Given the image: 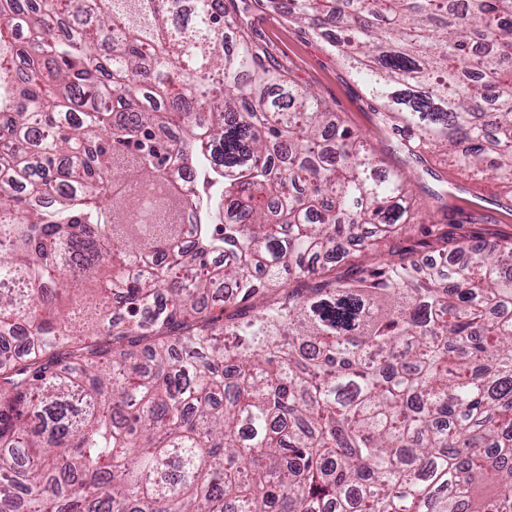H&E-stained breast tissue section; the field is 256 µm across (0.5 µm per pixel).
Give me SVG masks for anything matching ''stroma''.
Here are the masks:
<instances>
[{
  "label": "stroma",
  "mask_w": 512,
  "mask_h": 512,
  "mask_svg": "<svg viewBox=\"0 0 512 512\" xmlns=\"http://www.w3.org/2000/svg\"><path fill=\"white\" fill-rule=\"evenodd\" d=\"M233 7L245 16L249 39L263 46L287 76L325 101L345 125L361 132L386 167L405 171L411 177L410 189L419 214L407 224L398 246L415 249L419 260L431 261L434 252L425 246L429 239L425 229L450 220L463 224L482 244L512 235V196L493 180L467 178L447 161L432 159L421 166L397 152L394 135L378 125L376 104L364 85L340 63L325 40L289 22L286 0L275 9L267 0H234ZM436 191L445 193L446 206L434 201L432 194Z\"/></svg>",
  "instance_id": "stroma-1"
}]
</instances>
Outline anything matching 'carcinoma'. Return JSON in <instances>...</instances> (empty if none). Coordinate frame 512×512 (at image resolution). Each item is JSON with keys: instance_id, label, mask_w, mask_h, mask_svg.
I'll use <instances>...</instances> for the list:
<instances>
[{"instance_id": "carcinoma-1", "label": "carcinoma", "mask_w": 512, "mask_h": 512, "mask_svg": "<svg viewBox=\"0 0 512 512\" xmlns=\"http://www.w3.org/2000/svg\"><path fill=\"white\" fill-rule=\"evenodd\" d=\"M288 16L512 191V0ZM411 209L224 0H0V512H512V240L317 265Z\"/></svg>"}]
</instances>
